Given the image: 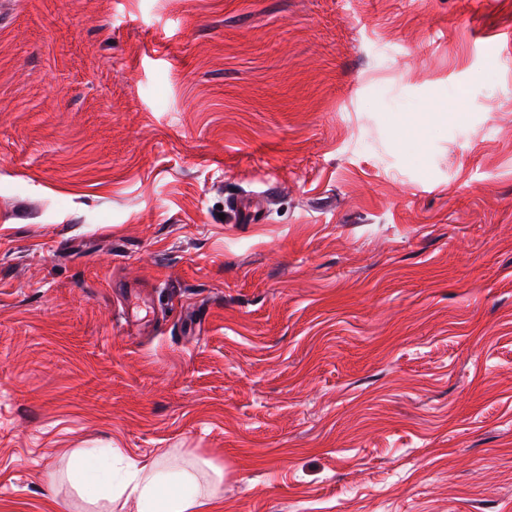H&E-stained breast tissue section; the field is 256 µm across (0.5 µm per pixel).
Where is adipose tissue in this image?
Segmentation results:
<instances>
[{
    "mask_svg": "<svg viewBox=\"0 0 512 512\" xmlns=\"http://www.w3.org/2000/svg\"><path fill=\"white\" fill-rule=\"evenodd\" d=\"M109 463L122 466L119 483H112L108 478L91 480L90 473L96 462L83 449L72 454L69 476L90 502L115 503L124 499L135 503L136 512H202L213 487L223 478L221 469L212 467L210 486L205 489L194 473L175 469L165 459H127L117 448L111 449Z\"/></svg>",
    "mask_w": 512,
    "mask_h": 512,
    "instance_id": "1",
    "label": "adipose tissue"
}]
</instances>
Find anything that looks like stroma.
Returning <instances> with one entry per match:
<instances>
[{"label":"stroma","instance_id":"1","mask_svg":"<svg viewBox=\"0 0 512 512\" xmlns=\"http://www.w3.org/2000/svg\"><path fill=\"white\" fill-rule=\"evenodd\" d=\"M512 504V0H0V512ZM86 450L75 451L69 462V477L81 494L91 503L107 500L119 502L124 498L125 506L133 500L136 512H202L205 499L213 495L223 472L206 462L212 472L208 488L202 489L196 475L187 470H177L164 458L132 460L123 457L118 448L110 449L109 476L91 481L90 472L96 462ZM123 464V476L118 484L112 483V465Z\"/></svg>","mask_w":512,"mask_h":512}]
</instances>
